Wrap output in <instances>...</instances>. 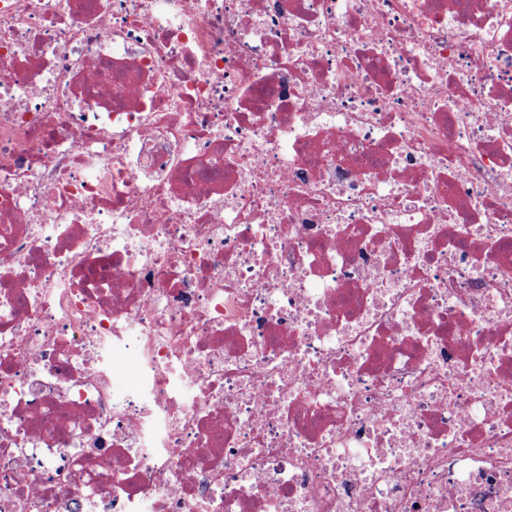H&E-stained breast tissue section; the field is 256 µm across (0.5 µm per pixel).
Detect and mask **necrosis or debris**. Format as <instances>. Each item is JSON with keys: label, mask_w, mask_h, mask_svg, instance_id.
I'll return each mask as SVG.
<instances>
[{"label": "necrosis or debris", "mask_w": 512, "mask_h": 512, "mask_svg": "<svg viewBox=\"0 0 512 512\" xmlns=\"http://www.w3.org/2000/svg\"><path fill=\"white\" fill-rule=\"evenodd\" d=\"M0 512H512V0H0Z\"/></svg>", "instance_id": "1"}]
</instances>
